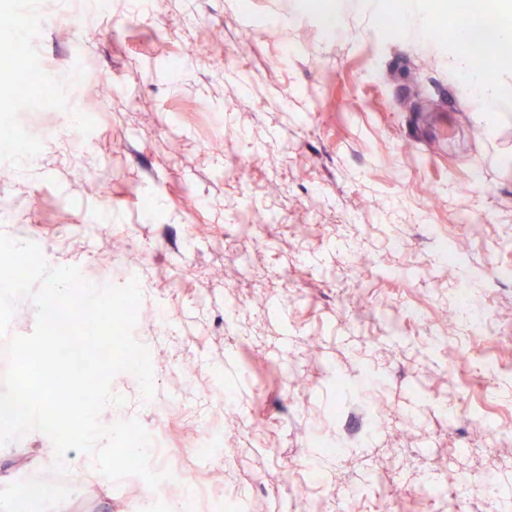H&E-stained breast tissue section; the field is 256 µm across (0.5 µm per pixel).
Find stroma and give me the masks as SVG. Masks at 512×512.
<instances>
[{
    "label": "stroma",
    "instance_id": "obj_1",
    "mask_svg": "<svg viewBox=\"0 0 512 512\" xmlns=\"http://www.w3.org/2000/svg\"><path fill=\"white\" fill-rule=\"evenodd\" d=\"M362 2L329 0L327 39L301 0H11L40 19L22 37L57 98L7 115L35 162L0 178V233L97 285L138 278L153 402L118 373L125 403L100 421L177 429L175 464L210 496L303 512V485L322 512H491L487 474L512 499V278L489 275L512 268V108L463 93L434 0L430 26L405 15L391 39ZM445 244L466 253L453 274ZM460 280L485 336L442 323ZM353 404L359 437L326 453ZM219 431L227 446L197 455ZM50 445L0 448V499L58 481ZM69 472L78 488L43 512H141L151 494Z\"/></svg>",
    "mask_w": 512,
    "mask_h": 512
}]
</instances>
